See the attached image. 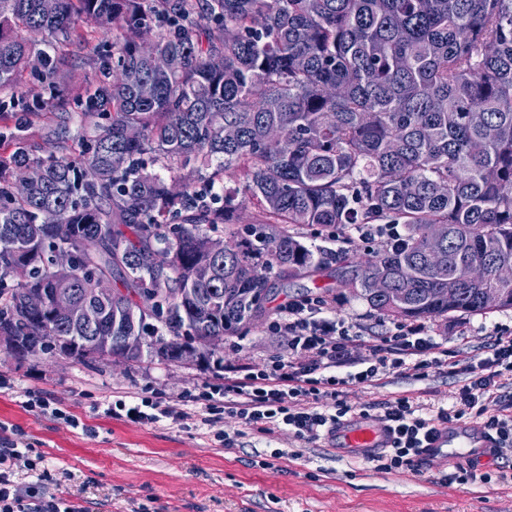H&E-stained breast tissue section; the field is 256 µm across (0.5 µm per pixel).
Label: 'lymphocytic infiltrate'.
<instances>
[{
    "label": "lymphocytic infiltrate",
    "instance_id": "f902f5d3",
    "mask_svg": "<svg viewBox=\"0 0 512 512\" xmlns=\"http://www.w3.org/2000/svg\"><path fill=\"white\" fill-rule=\"evenodd\" d=\"M324 310L317 298L293 300L283 307L270 327L287 332L292 358L225 381L223 402L211 400L191 410L144 395L129 404L116 400L109 412L140 423L168 419L184 426H210L231 413L242 426L261 434L271 436L286 429L314 443L326 439L350 414L344 400L347 388L390 373L423 379L435 368L462 367L468 379L452 406L438 407L430 416L419 414L406 398L384 406L379 419L393 431L394 441L390 448L368 456L367 464L385 473L411 466L436 425L461 421L471 410L483 415V427L496 440L493 456L512 451V397L500 393L501 377L512 372L511 330L494 337L489 356L463 366L449 359L447 351L438 350L424 323H402L392 334L369 342L370 357L358 360L353 356L356 338L348 325L324 317ZM21 460L33 477L24 491L11 478ZM42 461L31 443L11 437L7 427L0 426V512H84L83 506L63 496L60 479L42 468Z\"/></svg>",
    "mask_w": 512,
    "mask_h": 512
}]
</instances>
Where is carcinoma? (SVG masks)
I'll use <instances>...</instances> for the list:
<instances>
[{"mask_svg":"<svg viewBox=\"0 0 512 512\" xmlns=\"http://www.w3.org/2000/svg\"><path fill=\"white\" fill-rule=\"evenodd\" d=\"M114 22L112 66L63 100L65 48ZM26 72L56 152L0 132V173L29 185L0 177L11 354L177 363L193 343L220 365L205 337L247 334L272 279L325 266L301 227L342 235L347 263V231L399 226L350 284L384 320L483 313L482 288L512 308V0H0V89Z\"/></svg>","mask_w":512,"mask_h":512,"instance_id":"obj_1","label":"carcinoma"}]
</instances>
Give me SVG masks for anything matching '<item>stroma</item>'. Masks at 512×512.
<instances>
[{"label": "stroma", "mask_w": 512, "mask_h": 512, "mask_svg": "<svg viewBox=\"0 0 512 512\" xmlns=\"http://www.w3.org/2000/svg\"><path fill=\"white\" fill-rule=\"evenodd\" d=\"M85 33L87 41L75 49L65 77L72 89L99 78L112 61L115 28L89 27ZM355 275V264L329 263L322 276L276 283L266 307L275 315L289 301L318 297L329 316L362 336L384 335L393 323L354 296L347 282ZM427 327L439 348L475 361L491 333L512 329V308L454 313ZM218 355L222 368L209 369L199 361L147 358L90 363L56 349L15 357L0 348V425L20 428L43 454L44 467L63 474V491L87 512H512V483L459 481L440 458L386 474L326 442L308 444L286 430L269 437L242 429L229 415L222 427L236 439L224 444L206 426L141 424L106 414L113 399L137 394L198 408L203 393L223 388L225 371L260 370L269 360L287 359L288 339L270 334L263 320L247 335L225 337ZM466 381L465 373L444 369L424 379L391 374L348 388L344 399L360 410L406 396L428 414L452 404ZM35 397L76 415L82 427L29 410L27 402ZM273 448L282 449L284 458L258 466L259 456Z\"/></svg>", "instance_id": "35a3bbf8"}]
</instances>
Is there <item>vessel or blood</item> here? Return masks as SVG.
<instances>
[{
  "label": "vessel or blood",
  "mask_w": 512,
  "mask_h": 512,
  "mask_svg": "<svg viewBox=\"0 0 512 512\" xmlns=\"http://www.w3.org/2000/svg\"><path fill=\"white\" fill-rule=\"evenodd\" d=\"M391 441L392 437L383 425L372 424L358 417L341 422L329 438L330 444L353 456L389 447ZM491 445L483 427L463 421L448 423L437 426L419 458L424 461L442 455L452 462L466 461L481 456Z\"/></svg>",
  "instance_id": "obj_1"
}]
</instances>
